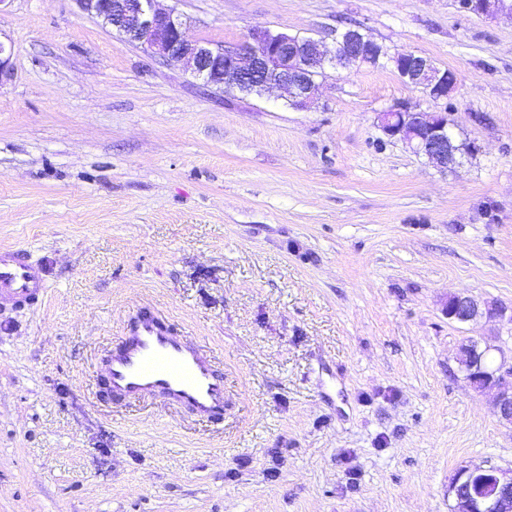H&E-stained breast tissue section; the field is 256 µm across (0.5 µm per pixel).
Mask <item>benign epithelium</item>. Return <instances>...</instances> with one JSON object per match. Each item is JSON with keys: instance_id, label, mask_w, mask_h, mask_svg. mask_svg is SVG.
Masks as SVG:
<instances>
[{"instance_id": "benign-epithelium-1", "label": "benign epithelium", "mask_w": 512, "mask_h": 512, "mask_svg": "<svg viewBox=\"0 0 512 512\" xmlns=\"http://www.w3.org/2000/svg\"><path fill=\"white\" fill-rule=\"evenodd\" d=\"M79 10L97 18L129 41L170 65H182L206 84L260 95L271 86L287 93L290 106L303 110L319 91L326 68L340 72L352 65H369L383 56L398 76L433 100H444L456 83L454 72L412 51L390 52L351 26L332 39V46L268 28L253 29L246 41L214 47L184 35L185 20L161 0H75ZM467 11L477 15H512V0H468ZM378 126L390 139L404 142L413 152L446 170L466 151L456 141L446 112H417L402 105L380 112ZM503 318L506 311L484 307L471 296H453L448 318L460 323L482 315ZM491 347L471 341L460 347L457 360L477 389L495 392L503 419L512 421V364L488 361ZM451 512H512V469L463 466L448 484Z\"/></svg>"}]
</instances>
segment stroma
I'll use <instances>...</instances> for the list:
<instances>
[{"label":"stroma","instance_id":"obj_1","mask_svg":"<svg viewBox=\"0 0 512 512\" xmlns=\"http://www.w3.org/2000/svg\"><path fill=\"white\" fill-rule=\"evenodd\" d=\"M190 40L360 26L455 72L435 101L388 67L279 89L207 86L83 14L9 0L0 40V248L49 270L0 311V512H451L462 466L512 467V424L463 342L512 359V17L458 0H167ZM447 111L459 164L388 139L379 112ZM150 302L224 371L202 421L113 403L105 350ZM453 299L451 306H448V317L451 320L466 323L481 317L482 315L498 316L504 318L506 311L504 309L489 308L484 305L482 308L481 303L471 296L455 295L448 298L449 301Z\"/></svg>","mask_w":512,"mask_h":512}]
</instances>
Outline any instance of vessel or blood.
Listing matches in <instances>:
<instances>
[{
  "label": "vessel or blood",
  "mask_w": 512,
  "mask_h": 512,
  "mask_svg": "<svg viewBox=\"0 0 512 512\" xmlns=\"http://www.w3.org/2000/svg\"><path fill=\"white\" fill-rule=\"evenodd\" d=\"M49 271L23 249L0 248V310L42 301ZM110 392L125 401L160 397L195 417L224 414V376L197 342L174 329L156 308H141L109 350L102 369Z\"/></svg>",
  "instance_id": "obj_1"
}]
</instances>
